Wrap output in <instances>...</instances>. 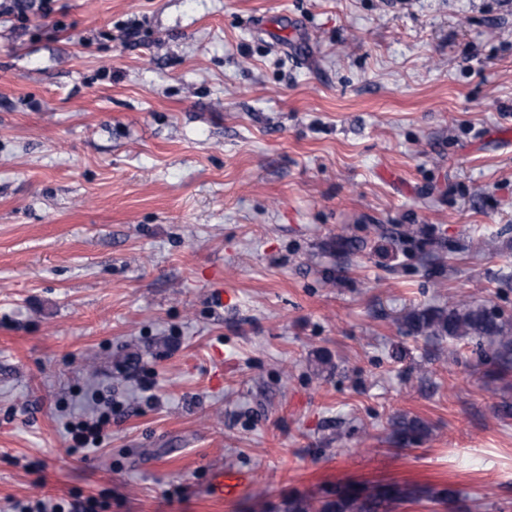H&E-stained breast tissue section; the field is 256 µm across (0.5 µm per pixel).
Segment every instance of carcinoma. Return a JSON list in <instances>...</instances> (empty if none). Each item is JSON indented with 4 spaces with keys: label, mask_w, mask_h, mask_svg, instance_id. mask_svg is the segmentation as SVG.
Here are the masks:
<instances>
[{
    "label": "carcinoma",
    "mask_w": 512,
    "mask_h": 512,
    "mask_svg": "<svg viewBox=\"0 0 512 512\" xmlns=\"http://www.w3.org/2000/svg\"><path fill=\"white\" fill-rule=\"evenodd\" d=\"M399 329L414 338L472 343L479 350V361L491 363L501 376L512 371V324L484 304L458 302L449 307L415 309L402 318ZM390 430L392 442L400 446L419 440L425 433L420 421L406 418L392 420ZM457 496L458 492L449 487L434 491L399 483L366 487L338 484L318 496L288 497L283 512H396L401 504L422 499L449 507Z\"/></svg>",
    "instance_id": "1"
}]
</instances>
